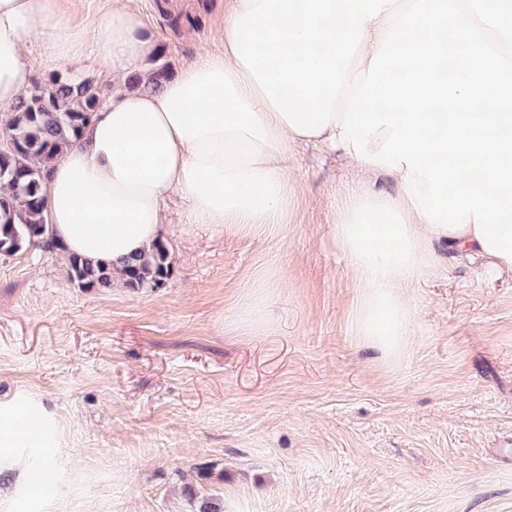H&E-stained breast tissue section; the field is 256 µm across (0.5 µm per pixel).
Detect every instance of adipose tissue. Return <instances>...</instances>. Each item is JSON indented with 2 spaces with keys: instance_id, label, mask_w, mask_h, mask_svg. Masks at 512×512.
Masks as SVG:
<instances>
[{
  "instance_id": "ef3b65f1",
  "label": "adipose tissue",
  "mask_w": 512,
  "mask_h": 512,
  "mask_svg": "<svg viewBox=\"0 0 512 512\" xmlns=\"http://www.w3.org/2000/svg\"><path fill=\"white\" fill-rule=\"evenodd\" d=\"M261 0H228L226 48L185 66L155 92L122 91L153 52L143 17L115 4L94 23L96 59L112 98L48 171L46 219L67 253L117 264L160 237L164 203L184 193L198 224H281L288 212V148L302 136L286 123L231 51L233 18ZM65 0H0V107L34 85L28 47L49 60L76 55L84 35L62 19ZM335 236L360 299L354 331L392 358L410 336L404 291L435 265V247L484 254L473 225L435 228L408 192L357 186L338 210ZM380 247H372L373 239ZM52 429L38 408L0 409V464L12 448H44Z\"/></svg>"
}]
</instances>
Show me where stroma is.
<instances>
[{
    "label": "stroma",
    "mask_w": 512,
    "mask_h": 512,
    "mask_svg": "<svg viewBox=\"0 0 512 512\" xmlns=\"http://www.w3.org/2000/svg\"><path fill=\"white\" fill-rule=\"evenodd\" d=\"M113 0H68L80 55L29 59L36 82H101L90 22ZM132 0L171 70L223 52L225 0ZM288 217L237 230L164 206L167 287L100 293L66 255L0 258V406H37L53 496L32 453L0 468V512H512V271L447 246L406 288L410 341L395 362L353 331L359 300L334 237L346 190L371 176L316 146L289 154Z\"/></svg>",
    "instance_id": "1"
}]
</instances>
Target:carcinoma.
Instances as JSON below:
<instances>
[{
	"label": "carcinoma",
	"mask_w": 512,
	"mask_h": 512,
	"mask_svg": "<svg viewBox=\"0 0 512 512\" xmlns=\"http://www.w3.org/2000/svg\"><path fill=\"white\" fill-rule=\"evenodd\" d=\"M170 75L165 63H158L147 76H130L133 90L153 92ZM103 92L90 79L62 81L53 78L38 83L20 98L8 113L0 135L12 145L0 149V256L10 257L35 246L53 252L59 249L50 236L45 219L48 168L79 142L84 129L102 106ZM68 275L82 288L108 291L116 281L132 291L166 286L173 275L170 251L158 240L114 273L112 266L68 255Z\"/></svg>",
	"instance_id": "cac0c4a2"
}]
</instances>
